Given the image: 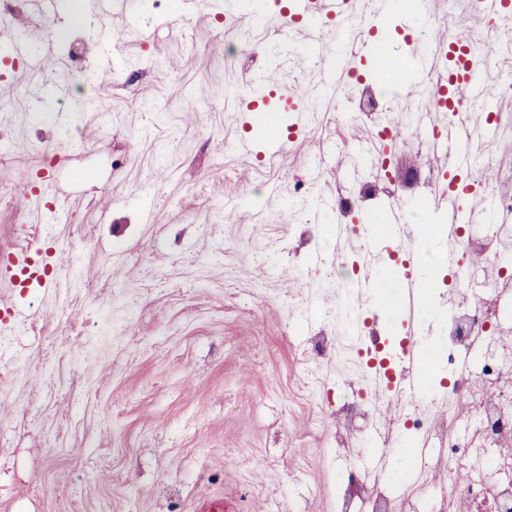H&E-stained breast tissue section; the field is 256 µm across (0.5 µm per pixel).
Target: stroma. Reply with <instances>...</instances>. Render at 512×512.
Wrapping results in <instances>:
<instances>
[{
	"label": "stroma",
	"mask_w": 512,
	"mask_h": 512,
	"mask_svg": "<svg viewBox=\"0 0 512 512\" xmlns=\"http://www.w3.org/2000/svg\"><path fill=\"white\" fill-rule=\"evenodd\" d=\"M71 5L53 20L34 0L0 8V45L28 50L0 55V254L39 240L61 283L0 280V512H195L227 492L234 512H336V415L348 386L371 389L336 265L376 275L386 260L337 239L323 202L341 169L370 174L337 140L383 150L336 125L350 69L371 81L372 62L327 47L326 87L280 0H81L77 22ZM435 18L395 14L384 47L427 54ZM107 62L116 76L97 85ZM271 67L311 110L280 113L270 157L238 102ZM362 313L388 343H448L424 316Z\"/></svg>",
	"instance_id": "stroma-1"
}]
</instances>
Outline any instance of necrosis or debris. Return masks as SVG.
Masks as SVG:
<instances>
[{
	"label": "necrosis or debris",
	"mask_w": 512,
	"mask_h": 512,
	"mask_svg": "<svg viewBox=\"0 0 512 512\" xmlns=\"http://www.w3.org/2000/svg\"><path fill=\"white\" fill-rule=\"evenodd\" d=\"M467 39L475 51L478 74L505 72L498 85L499 102H512V19L484 23ZM391 106L381 82L353 84L347 97L336 105L337 121L362 124L389 147L402 139L415 143L414 159L405 160L401 176H393V156L380 158L377 172L356 187L337 185L334 204L343 214L361 202L399 193L417 197L434 192L443 166L429 159L433 131H420L410 118L391 117ZM472 173L492 198L495 210L512 212V169L503 170L494 144L482 142L476 149ZM466 251L486 256L494 270L512 261V226L500 224L494 234L472 232ZM457 290L448 310L447 361L453 376L448 403L430 420H422L419 408H410L407 421L416 429H429L448 444V469L463 471L468 483L462 491L410 494L407 512H512V343L503 339L499 322L502 288H475L468 267L455 275ZM388 485L368 482L360 469L348 475L339 512H390Z\"/></svg>",
	"instance_id": "1"
}]
</instances>
